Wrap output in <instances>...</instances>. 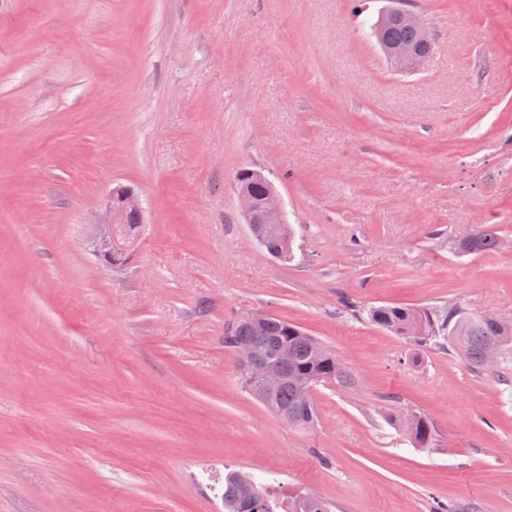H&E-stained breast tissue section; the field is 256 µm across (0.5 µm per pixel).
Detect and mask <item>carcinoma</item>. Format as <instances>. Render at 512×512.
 Wrapping results in <instances>:
<instances>
[{
	"mask_svg": "<svg viewBox=\"0 0 512 512\" xmlns=\"http://www.w3.org/2000/svg\"><path fill=\"white\" fill-rule=\"evenodd\" d=\"M385 40L400 50H414L420 46L416 28L401 21L386 29ZM138 225L139 217L128 211L118 222L121 235L132 241L136 238ZM250 233L262 239L263 249L268 254L293 255V228L285 224H256ZM503 243L498 225L477 224L453 245L463 255H482L499 250ZM370 319L383 329L419 343L446 340L476 370L489 366L486 358L489 350L494 349L499 355L512 350V322L491 315L457 308L442 314L430 309L387 305L372 308ZM241 344L274 365L279 348L288 347V379L273 392H265L259 381L245 375L242 383L268 411L278 417L288 415V424L293 427L308 428L317 421L313 397V387L317 383L331 381L342 387L353 384L348 368L329 346L279 316L272 314L264 324L257 325L237 315L224 330V347L234 351ZM407 432L415 443L426 446L433 439L435 426L430 419L420 415ZM240 475L241 472L234 468L224 470V512H331L325 501L320 508H311L303 495L284 503L268 494L265 485L254 478L250 479L249 486H243Z\"/></svg>",
	"mask_w": 512,
	"mask_h": 512,
	"instance_id": "cac0c4a2",
	"label": "carcinoma"
}]
</instances>
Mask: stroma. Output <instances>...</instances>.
Segmentation results:
<instances>
[{"label":"stroma","mask_w":512,"mask_h":512,"mask_svg":"<svg viewBox=\"0 0 512 512\" xmlns=\"http://www.w3.org/2000/svg\"><path fill=\"white\" fill-rule=\"evenodd\" d=\"M436 40L396 73L388 0H0V512H224V469L333 512H512V351L476 371L369 319L512 320V0H411ZM279 190L281 263L237 173ZM129 263L93 254L116 185ZM257 308L354 377L302 430L248 394L224 329ZM436 427L411 442L391 417ZM372 35L381 47L391 66L397 72L412 73L416 70H419L430 55V53L426 52L416 56L415 58L408 59L403 54L397 53L390 49L381 38H377L374 34ZM239 181L237 179V195L241 215L245 224L254 225V229L249 225L250 233L255 239L256 236L262 239V248L269 255L283 253L288 255L290 261L293 255L294 231L292 225L288 224L287 211L280 192L272 184L265 199L258 205L247 191L238 186ZM260 212L267 215L271 223L276 224H254ZM503 236L496 224H477L463 238L453 242L463 255H482L502 248Z\"/></svg>","instance_id":"stroma-1"}]
</instances>
